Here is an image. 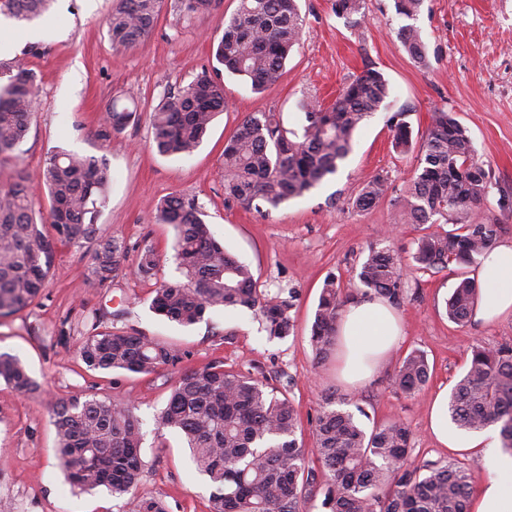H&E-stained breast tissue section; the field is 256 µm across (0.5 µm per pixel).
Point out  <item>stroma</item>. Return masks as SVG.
I'll return each mask as SVG.
<instances>
[{
  "label": "stroma",
  "mask_w": 512,
  "mask_h": 512,
  "mask_svg": "<svg viewBox=\"0 0 512 512\" xmlns=\"http://www.w3.org/2000/svg\"><path fill=\"white\" fill-rule=\"evenodd\" d=\"M116 2L54 0L47 14L30 23L37 37L24 40L14 37L20 21L0 14V34L12 39L0 61L20 62L38 82L29 133L15 157L0 159V186L11 183L16 171H25L35 188L34 206L45 216L50 201L40 177L51 150L105 160L112 185L99 224L131 248L149 237L162 256L159 276L166 280L177 276L175 231L157 223L152 206L172 193L195 199L215 238L250 264L261 288L299 290L295 332L269 339L244 308L211 310L192 326L177 325L151 309L154 285L142 281L133 265L101 286L87 280L80 251L57 243L40 298L0 316V353L19 358L41 386L39 393L24 396L0 381V451L6 453L0 462V512H125L124 499L106 488L73 490L60 465L50 408L58 399L85 392L134 404L144 435L138 495L163 498L169 512H209V481L196 471L181 437L157 428L174 369L150 375L87 370L76 348L96 325L172 344L185 368L220 360L225 367L267 377L271 386H286L303 425L308 461L316 459L311 423L332 393L337 407L365 411V427L405 423L412 461L457 462L473 472L476 485H483L490 476L484 448L499 446L498 427L461 434V447L445 448L430 432L429 413L437 394L465 373L473 345H512V317L458 326L445 314L458 271L431 274L409 267V293L396 307L403 339L365 386H345L335 358L317 361L310 335L326 275H335L342 288L353 287L369 245H390L406 258L414 239L428 231L402 223L390 200L365 211L348 204L377 174L403 189L417 166V150L402 153L393 146L388 119L394 113H404L416 143L425 137L432 112L454 113L494 183L483 213L499 218L505 227L502 240L512 241V214H501L497 207L501 191L512 193V0H424L412 24L427 47L425 67L411 60L396 36L405 20L396 15L394 0H364L360 13L348 18L336 15L334 0H299L302 38L279 83L258 94L249 82L225 76L223 113L196 152L182 157L157 152L149 115L170 91L211 71L213 42L238 0H215L206 14L163 7L151 37L121 51L113 50L105 25ZM369 69L385 76L391 93L359 130L336 177L267 215L225 202L224 143L248 114L272 112L285 127H296L302 103H332ZM114 103L136 111L138 120L104 142L97 131ZM415 349L426 355L432 375L421 392L410 396L393 383L394 363Z\"/></svg>",
  "instance_id": "35a3bbf8"
}]
</instances>
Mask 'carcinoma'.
<instances>
[{
    "instance_id": "cac0c4a2",
    "label": "carcinoma",
    "mask_w": 512,
    "mask_h": 512,
    "mask_svg": "<svg viewBox=\"0 0 512 512\" xmlns=\"http://www.w3.org/2000/svg\"><path fill=\"white\" fill-rule=\"evenodd\" d=\"M53 0H0V11L19 21L44 15ZM213 0H175L179 13H206ZM423 0H394L407 19ZM163 0H117L106 19L112 47L143 43L154 30ZM302 23L296 0H238L213 47L217 76L207 73L168 94L150 114L152 142L163 155L196 151L215 116L224 111L219 73L246 78L259 93L275 84L291 50L299 44ZM397 36L409 57L428 66L418 30L402 25ZM0 157L13 153L32 120L37 85L34 74L0 62ZM384 76L367 70L355 77L328 106L305 104L304 122L285 128L270 112L248 115L226 140L222 158L224 195L246 209L270 213L337 175L352 151L355 134L389 97ZM135 113L112 105L98 135L122 131ZM396 148H412L403 113L389 118ZM419 164L404 191L394 198L406 224H436L414 240L411 260L417 270L439 273L451 266H477L504 230L497 219L473 218L487 200L490 172L476 157L466 129L444 110L433 113L419 145ZM42 183L51 201V224L60 238L88 255L87 277L105 282L121 271L130 249L97 224L111 184L107 164L94 156L56 149L45 159ZM388 179L378 174L353 198L352 208L368 209L389 195ZM155 219L176 229L173 258L181 279L153 289L151 308L172 322L193 325L212 309L243 307L254 312L271 339L293 330L291 311L298 293L257 288L250 265L211 234L194 200L171 194L153 206ZM136 274L157 281L161 258L149 238L135 247ZM53 262V243L36 217L28 176L16 171L0 188V315L30 306L40 295ZM354 287L344 290L327 275L311 328L310 343L323 361L335 349L336 325L348 303L382 297L398 305L407 294L402 258L389 246L372 245L360 264ZM479 298L475 279L460 276L446 301L448 318L462 326L472 321ZM77 353L90 370L150 374L181 360L171 345L135 331L113 328L83 337ZM430 378L425 355L413 351L395 363L402 393L421 391ZM0 380L23 395L39 385L14 355L0 354ZM450 420L467 432L499 426L501 448L512 455V345L471 348L468 366L448 398ZM59 459L71 487H105L126 498L127 512H167L165 504L136 489L142 472V432L135 406L96 393L56 402L51 414ZM161 429L181 434L197 471L212 486L210 512H307L321 497L320 512H469L473 476L454 463L411 457V433L401 421L365 430L354 413L327 396L312 434L325 481L316 483L297 434L303 432L288 395L251 372L226 370L224 362L179 372L167 405L157 416Z\"/></svg>"
}]
</instances>
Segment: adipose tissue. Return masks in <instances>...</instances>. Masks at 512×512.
Listing matches in <instances>:
<instances>
[{"label": "adipose tissue", "mask_w": 512, "mask_h": 512, "mask_svg": "<svg viewBox=\"0 0 512 512\" xmlns=\"http://www.w3.org/2000/svg\"><path fill=\"white\" fill-rule=\"evenodd\" d=\"M475 277L480 285L476 319L488 323L512 316V242L497 244ZM401 335L400 321L387 300L366 298L349 303L336 329V360L342 380L356 387L372 378ZM485 458L491 477L481 489L477 512H512V457L490 446Z\"/></svg>", "instance_id": "adipose-tissue-1"}]
</instances>
